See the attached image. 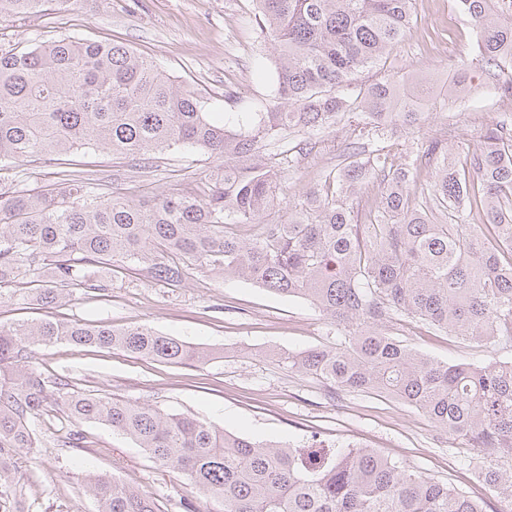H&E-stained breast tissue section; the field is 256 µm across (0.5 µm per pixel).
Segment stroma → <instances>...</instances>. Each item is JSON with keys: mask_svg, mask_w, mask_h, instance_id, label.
Returning a JSON list of instances; mask_svg holds the SVG:
<instances>
[{"mask_svg": "<svg viewBox=\"0 0 512 512\" xmlns=\"http://www.w3.org/2000/svg\"><path fill=\"white\" fill-rule=\"evenodd\" d=\"M63 34L125 42L193 91L205 111L220 116L267 112L279 102L275 59L252 0H69L64 6L49 0L39 13L0 21L4 49ZM475 34V22L453 9L451 0H414L410 36L389 48L358 82L402 83L427 76L434 96L419 128L400 122L377 128L348 112L314 134L292 131L268 143L266 159L284 177L279 212L316 187L350 141L366 151L383 146L403 156L416 138L447 135L453 147L463 149L489 125L512 118V100L488 90ZM459 60L470 65L465 98L448 90V64ZM308 141L314 148L306 152L302 146ZM214 165L198 151L171 150L146 168L108 152H90L77 157L74 169L118 192L157 193L198 188ZM42 319L147 324L219 352L207 363L180 365L65 343L39 348L37 367L69 378L76 390L187 413L255 440L299 445L318 438L376 448L484 501L486 512H512V489H489L480 476L482 458L462 440L437 439L416 410L384 395L331 392L316 377L281 364L284 354L336 342L335 325L305 300L194 270L181 285L171 286L136 266L113 272L111 290L77 293L53 306L21 285L0 290V324ZM393 333L441 362L477 364L487 356L485 348L420 323L395 326ZM73 432L80 433L81 443L64 446ZM88 469L156 498L162 512H181L180 499L193 496L179 473L155 463L125 435L97 423L69 421L52 404L39 418L38 448L14 458V478L23 492L16 512H97L83 492Z\"/></svg>", "mask_w": 512, "mask_h": 512, "instance_id": "35a3bbf8", "label": "stroma"}]
</instances>
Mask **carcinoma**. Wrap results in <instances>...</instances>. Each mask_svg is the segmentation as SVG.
<instances>
[{"instance_id": "carcinoma-1", "label": "carcinoma", "mask_w": 512, "mask_h": 512, "mask_svg": "<svg viewBox=\"0 0 512 512\" xmlns=\"http://www.w3.org/2000/svg\"><path fill=\"white\" fill-rule=\"evenodd\" d=\"M48 0H0V18ZM276 53L278 105L233 129L196 94L124 43L70 35L0 50V162L63 166L90 151L149 160L199 150L217 165L201 191L126 195L76 175L63 189L0 193V289L22 282L47 303L112 288L97 270L141 264L171 285L188 271L242 279L309 301L336 325L331 347L282 364L330 388L391 396L485 459L512 460V360L439 362L392 336L419 322L487 349L512 343V129L492 124L464 154L440 138L394 158L352 147L319 187L270 218L281 175L267 143L358 112L369 124L412 126L432 100L428 79L356 85L411 28L412 0H253ZM477 25L494 93L512 97V0H454ZM377 185L375 198L362 185ZM67 343L168 364L216 352L148 325L80 320L0 325V485L12 459L38 447L35 419L59 402L75 421L112 428L180 473L224 512H483L463 491L400 466L384 452L338 446L311 457L254 441L184 413L72 388L33 366L36 348ZM492 489L512 471L487 466ZM97 512H161L118 478L86 473Z\"/></svg>"}]
</instances>
